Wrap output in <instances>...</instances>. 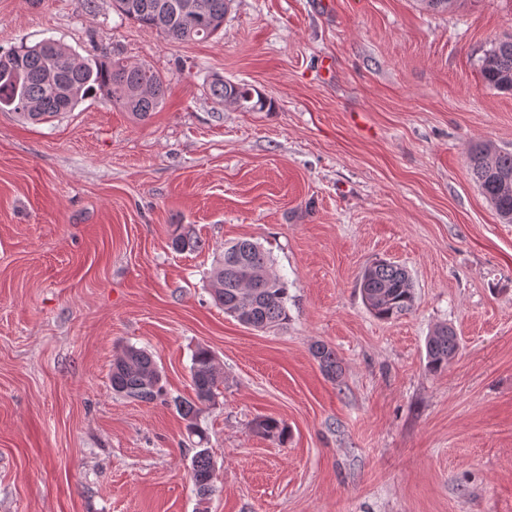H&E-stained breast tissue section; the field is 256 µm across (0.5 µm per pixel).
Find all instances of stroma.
<instances>
[{"mask_svg": "<svg viewBox=\"0 0 512 512\" xmlns=\"http://www.w3.org/2000/svg\"><path fill=\"white\" fill-rule=\"evenodd\" d=\"M507 36L512 0H233L223 33L182 43L112 0H0L1 51L51 38L169 87L144 122L90 99L38 124L0 112V512H512V223L467 160L512 151V91L479 68ZM216 74L270 108L218 103ZM179 224L197 251L171 248ZM241 238L287 279V325L214 304L209 272ZM378 259L415 292L390 321L358 288ZM442 323L460 350L432 373ZM129 345L170 403L113 392ZM200 346L224 374L199 417L205 499L172 404ZM260 415L287 441L257 434ZM312 353L321 371L328 379L334 380L339 377L342 368L339 365L335 351L325 344L316 343L312 346ZM254 430L263 437L284 442L288 439V427L271 416H259L254 421Z\"/></svg>", "mask_w": 512, "mask_h": 512, "instance_id": "1", "label": "stroma"}]
</instances>
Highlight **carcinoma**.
Listing matches in <instances>:
<instances>
[{
  "mask_svg": "<svg viewBox=\"0 0 512 512\" xmlns=\"http://www.w3.org/2000/svg\"><path fill=\"white\" fill-rule=\"evenodd\" d=\"M181 0H112L122 18L154 30L170 42L214 37L224 31V18L231 0H196L197 9L184 14ZM53 40L22 44L0 53V110L13 112L31 122H40L70 112L86 99L105 100L145 121L164 102L167 85L145 63H128L104 52L92 58L70 49H53ZM480 72L485 83L498 90H512V38L500 40L484 54ZM210 95L243 112H261L266 98L248 84L215 75L209 82ZM474 182L493 205L498 216L512 223V152L488 143L474 145L468 153ZM201 242L191 227L178 225L171 237L176 252H192ZM210 296L224 313L239 323L265 329L286 325L288 280L273 271V258L260 244L240 240L224 245L209 276ZM362 300L380 320H391L410 311L415 295L407 270L380 259L366 267L359 282ZM460 349L454 329L440 325L426 341L427 369L433 373L446 367ZM312 353L324 375L336 380L342 368L335 351L322 343ZM194 397L175 398L174 406L186 421L189 435L198 437L191 462V479L199 495L213 491L215 463L208 448V435L198 424L201 406L215 400L223 376L212 352L195 350L190 369ZM162 371L144 348L127 346L112 364V391L118 395L152 403L162 400L166 390ZM256 433L283 442L288 426L271 416L254 421Z\"/></svg>",
  "mask_w": 512,
  "mask_h": 512,
  "instance_id": "carcinoma-1",
  "label": "carcinoma"
}]
</instances>
